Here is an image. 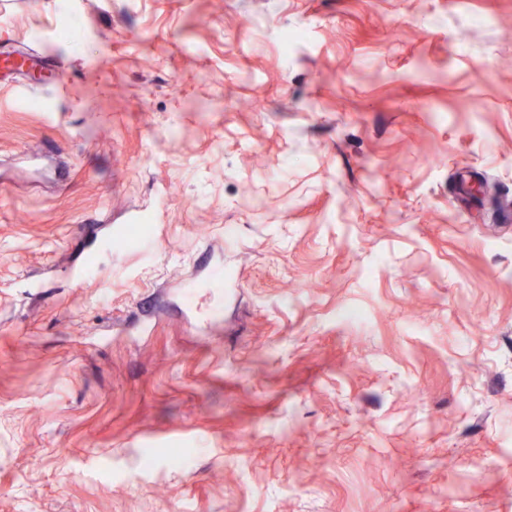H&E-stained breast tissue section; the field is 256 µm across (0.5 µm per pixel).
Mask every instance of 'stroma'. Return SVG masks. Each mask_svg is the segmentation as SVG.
I'll return each instance as SVG.
<instances>
[{
  "instance_id": "35a3bbf8",
  "label": "stroma",
  "mask_w": 512,
  "mask_h": 512,
  "mask_svg": "<svg viewBox=\"0 0 512 512\" xmlns=\"http://www.w3.org/2000/svg\"><path fill=\"white\" fill-rule=\"evenodd\" d=\"M2 46L0 512H512V0H0Z\"/></svg>"
}]
</instances>
